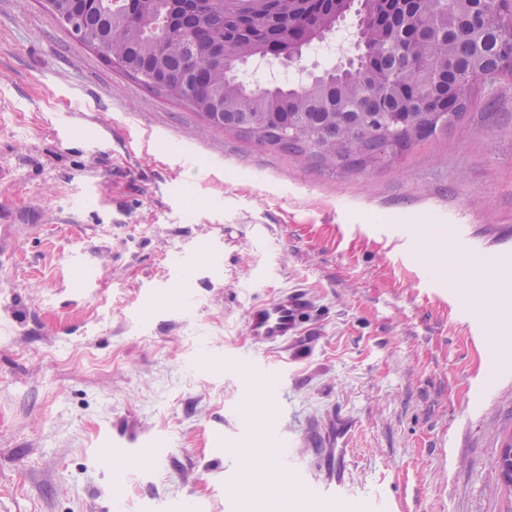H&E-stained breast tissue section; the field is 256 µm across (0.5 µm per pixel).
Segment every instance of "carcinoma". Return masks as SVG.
I'll return each instance as SVG.
<instances>
[{"mask_svg":"<svg viewBox=\"0 0 512 512\" xmlns=\"http://www.w3.org/2000/svg\"><path fill=\"white\" fill-rule=\"evenodd\" d=\"M336 0H54L48 9L67 31L107 64L144 87L190 107L209 125L274 151L325 166L362 169L395 160L448 129L465 110L469 79L496 74L499 53L491 28L476 27L478 8L494 0H400L385 26H370L362 56H384L401 101L365 64L326 70L301 83L241 79L270 40L294 24L327 29L341 10ZM460 96L451 112L443 97ZM357 100L338 112L340 98ZM498 484L512 497V435L496 460Z\"/></svg>","mask_w":512,"mask_h":512,"instance_id":"1","label":"carcinoma"}]
</instances>
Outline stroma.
<instances>
[{
	"mask_svg": "<svg viewBox=\"0 0 512 512\" xmlns=\"http://www.w3.org/2000/svg\"><path fill=\"white\" fill-rule=\"evenodd\" d=\"M294 289L302 332L254 343L248 307ZM510 433L512 80L347 171L0 0V512H260L229 480L273 446L293 512H503ZM496 469L500 488L506 490L511 496V509L507 512H512V435L503 440L500 445Z\"/></svg>",
	"mask_w": 512,
	"mask_h": 512,
	"instance_id": "1",
	"label": "stroma"
}]
</instances>
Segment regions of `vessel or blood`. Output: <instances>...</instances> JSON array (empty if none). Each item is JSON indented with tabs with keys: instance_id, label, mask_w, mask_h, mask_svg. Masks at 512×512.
I'll return each mask as SVG.
<instances>
[{
	"instance_id": "vessel-or-blood-1",
	"label": "vessel or blood",
	"mask_w": 512,
	"mask_h": 512,
	"mask_svg": "<svg viewBox=\"0 0 512 512\" xmlns=\"http://www.w3.org/2000/svg\"><path fill=\"white\" fill-rule=\"evenodd\" d=\"M311 311V303L300 290L284 292L250 307L246 314V329L259 344H281L298 335Z\"/></svg>"
}]
</instances>
